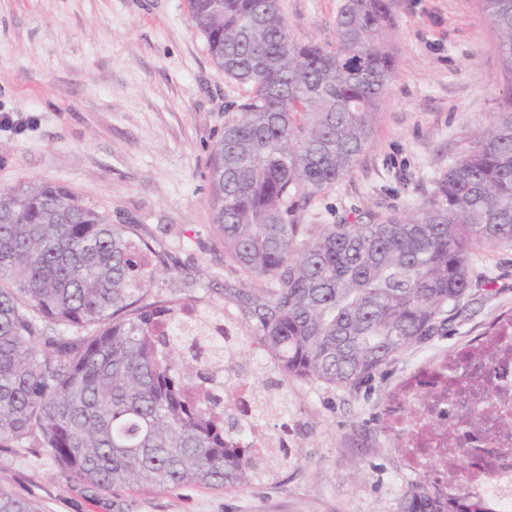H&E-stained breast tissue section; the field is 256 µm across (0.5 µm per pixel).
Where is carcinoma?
I'll list each match as a JSON object with an SVG mask.
<instances>
[{
  "label": "carcinoma",
  "mask_w": 512,
  "mask_h": 512,
  "mask_svg": "<svg viewBox=\"0 0 512 512\" xmlns=\"http://www.w3.org/2000/svg\"><path fill=\"white\" fill-rule=\"evenodd\" d=\"M479 4L512 83V0ZM188 6L214 64L249 86L211 152L208 207L224 257L260 284L239 294L253 335H213L221 310L146 302L164 259L133 225L58 184L0 192V448H43L102 491L248 484L288 464L286 443L247 439L271 407L288 435V396L273 377L254 392L236 371L244 347L279 374L356 388L459 310L477 251L512 246V90L415 213L294 223L369 144L397 69L385 34L399 0H343L332 50L291 35L280 0ZM0 512L33 510L0 489ZM400 512L494 509L433 480Z\"/></svg>",
  "instance_id": "1"
}]
</instances>
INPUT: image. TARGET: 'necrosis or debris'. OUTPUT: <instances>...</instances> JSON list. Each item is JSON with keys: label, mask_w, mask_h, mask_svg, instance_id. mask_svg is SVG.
I'll return each instance as SVG.
<instances>
[{"label": "necrosis or debris", "mask_w": 512, "mask_h": 512, "mask_svg": "<svg viewBox=\"0 0 512 512\" xmlns=\"http://www.w3.org/2000/svg\"><path fill=\"white\" fill-rule=\"evenodd\" d=\"M432 391L428 400L416 396L419 387ZM479 413L495 407L502 419L496 439L469 427L439 439L428 421L440 411L459 417L462 407ZM389 427L398 437L409 467L433 458L443 463L440 478L447 492L460 481L455 466L456 449H465L475 462L468 470L470 490L487 497L496 512H512V318L502 317L493 331L464 351L449 354L434 368L414 371L389 397Z\"/></svg>", "instance_id": "necrosis-or-debris-1"}]
</instances>
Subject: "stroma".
I'll return each mask as SVG.
<instances>
[{"label":"stroma","instance_id":"1","mask_svg":"<svg viewBox=\"0 0 512 512\" xmlns=\"http://www.w3.org/2000/svg\"><path fill=\"white\" fill-rule=\"evenodd\" d=\"M343 0H281L298 39L331 49ZM387 44L399 67L352 172L295 215L300 224L410 213L491 120L508 85L478 0H400ZM249 93L224 77L187 0H0V191L69 188L168 257L152 295L220 309L240 335L253 283L224 257L209 220L208 160ZM460 311L435 336L354 389L282 379L294 429L288 465L246 485L147 484L100 491L69 481L40 448L0 450V488L34 512H399L424 479L386 426V401L417 365L480 338L512 312V247L484 253Z\"/></svg>","mask_w":512,"mask_h":512}]
</instances>
